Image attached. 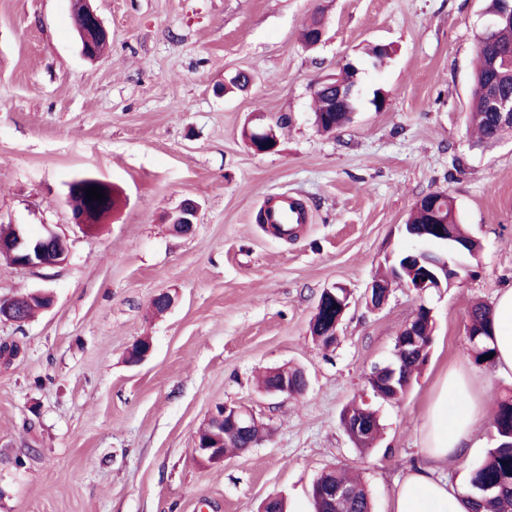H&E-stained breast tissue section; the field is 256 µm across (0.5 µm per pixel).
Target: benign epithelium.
Wrapping results in <instances>:
<instances>
[{
	"instance_id": "7a95c632",
	"label": "benign epithelium",
	"mask_w": 512,
	"mask_h": 512,
	"mask_svg": "<svg viewBox=\"0 0 512 512\" xmlns=\"http://www.w3.org/2000/svg\"><path fill=\"white\" fill-rule=\"evenodd\" d=\"M74 10L86 19L85 31L79 34L81 52L88 57L92 54L94 41H108V32L104 24L91 7V0H73ZM335 97L327 102L330 112L336 111V103H350L357 98L360 90L354 84L334 85ZM492 111L496 112L499 122L503 125L512 123V96L496 95L490 101ZM254 140L250 142L252 150L257 153H266L278 146V137L275 128L271 124H259L252 129ZM442 195L440 191L428 194L421 199L418 205L429 209L431 223L427 226L426 237H417L411 225H406L408 238L412 243V249L406 252L405 266L400 268L390 265L393 271L392 278L423 295L428 290L440 289L443 285H452L461 279V273L469 272V267L460 262L466 257L467 242L464 237L458 236L452 230L451 225L445 223L437 211V198ZM179 224L175 225L180 234L192 232L197 218L198 206L192 199H186L178 210ZM73 223L83 230H90L102 223L99 209L92 208L75 214ZM442 244L447 246L444 253L427 249V246ZM71 248L69 238L64 233L56 232L50 228L39 235L32 234L26 225L18 224L13 227V234L8 238H0V254H5L15 259V266L26 269L52 268L64 264L70 256ZM410 273V280H405L401 270ZM350 295L338 287L325 290L318 302V308L326 309L327 335L331 338L338 337V328L350 308ZM21 303L9 299L0 300V321L14 324H23L25 319L21 317L19 309ZM152 345L148 342H135L126 351L129 364L142 363L151 353ZM277 377L275 384L262 389L270 396H292L295 394L293 380L288 375L272 371ZM398 369L393 365L378 368L373 378L376 381L378 391L383 392L387 388L395 387L397 383ZM257 421L253 411L246 406L224 404L218 411L211 414L208 420L198 429L195 436V455L198 459L210 464L224 462L227 455L224 447L228 446L237 432H245L252 428Z\"/></svg>"
}]
</instances>
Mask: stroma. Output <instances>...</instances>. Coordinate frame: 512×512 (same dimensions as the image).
Wrapping results in <instances>:
<instances>
[{"label":"stroma","instance_id":"stroma-1","mask_svg":"<svg viewBox=\"0 0 512 512\" xmlns=\"http://www.w3.org/2000/svg\"><path fill=\"white\" fill-rule=\"evenodd\" d=\"M487 4L93 0L109 44L89 61L70 0H0V224L71 239L55 268L0 259V299L54 297L24 325L0 323V344L19 349L0 358V512H258L270 495L314 512L312 484L333 465L361 476L374 512H390L443 373L468 365L489 406L512 389L466 351L470 305L512 287V133L485 147L465 124ZM317 15L327 34L311 49L301 30ZM377 43L392 49L380 65L367 54ZM348 61L359 110L319 132L312 87ZM240 71L249 85L225 93ZM257 118L279 123L274 152L245 143ZM84 173L121 191L87 233L65 201ZM437 190L480 244L470 274L421 296L396 282L370 306L376 270L410 246L401 225ZM280 193L311 216L288 240L257 221ZM187 199L199 213L180 235L169 217ZM334 286L351 306L326 350L309 322ZM162 292L174 305L157 315ZM421 304L435 320L427 362L402 400L382 399L367 378L392 361ZM142 338L150 356L128 365ZM279 366L301 368L306 391L263 395L258 374ZM355 402L381 425L365 453L341 422ZM224 403L251 408L263 437L200 463L195 435Z\"/></svg>","mask_w":512,"mask_h":512}]
</instances>
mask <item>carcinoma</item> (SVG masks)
Wrapping results in <instances>:
<instances>
[{
	"instance_id": "carcinoma-1",
	"label": "carcinoma",
	"mask_w": 512,
	"mask_h": 512,
	"mask_svg": "<svg viewBox=\"0 0 512 512\" xmlns=\"http://www.w3.org/2000/svg\"><path fill=\"white\" fill-rule=\"evenodd\" d=\"M494 54L504 56L503 67L494 73L491 71L489 59ZM479 65L474 77L471 91V109L468 113V122L476 129L479 141L485 144L497 142L506 132L499 125L497 114L490 109V100L495 94L512 95V22H503L497 27L483 31L478 39ZM327 92L322 91L314 95L316 108L314 111V124L323 133H334L352 121V112L341 107L337 112L325 111ZM92 187L90 183H80L70 193L72 209L80 212L89 206L99 204L97 200L87 197L86 189ZM438 209L448 216V223L457 225L459 234L464 235L467 230L464 225L457 224L453 210L452 198L442 195ZM471 330H480L481 336L467 335L466 350L478 365L494 366V359H486L484 355L493 353V349L486 342L485 336L491 334L492 318L491 307L484 303H476L469 312ZM434 331V322L430 321L424 313V306H419L418 336L421 337L422 346H427ZM395 359L399 360L408 376L413 379L421 366L425 364L426 357L421 355L420 349L410 345L395 344ZM360 421L367 424L366 433L357 439L355 445L363 451L375 447L379 436V422L375 413L359 407H349L342 416L343 424ZM495 446L488 450L485 461L471 469L467 478L469 489L468 512H512V393L499 397L490 421ZM260 439V427H253L251 433L239 438L232 447L224 449L228 455L252 447ZM330 483L349 492V497L338 498L336 502L328 501L320 492V487ZM312 496L316 512H372V501L365 484L350 477L338 467L328 474L320 475L312 485Z\"/></svg>"
}]
</instances>
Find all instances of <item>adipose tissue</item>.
Returning a JSON list of instances; mask_svg holds the SVG:
<instances>
[{"mask_svg":"<svg viewBox=\"0 0 512 512\" xmlns=\"http://www.w3.org/2000/svg\"><path fill=\"white\" fill-rule=\"evenodd\" d=\"M492 309L494 373L512 378V288L498 292ZM484 412L485 403L469 373L462 368L448 370L428 406L424 459L408 468L397 484L392 512H467L464 490L448 484L438 472L449 460L465 456Z\"/></svg>","mask_w":512,"mask_h":512,"instance_id":"ef3b65f1","label":"adipose tissue"}]
</instances>
